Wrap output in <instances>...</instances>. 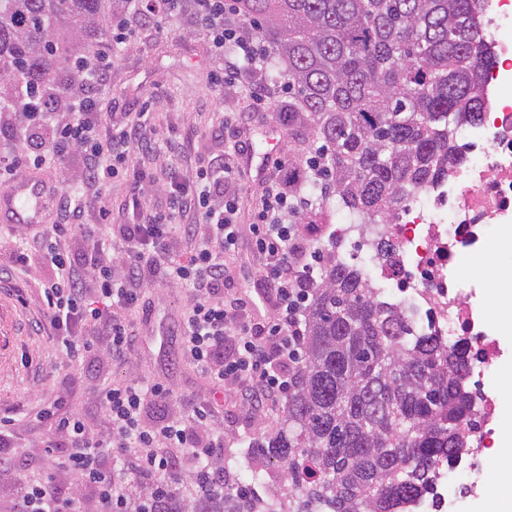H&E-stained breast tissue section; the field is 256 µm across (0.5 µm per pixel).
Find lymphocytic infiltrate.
I'll use <instances>...</instances> for the list:
<instances>
[{
    "mask_svg": "<svg viewBox=\"0 0 512 512\" xmlns=\"http://www.w3.org/2000/svg\"><path fill=\"white\" fill-rule=\"evenodd\" d=\"M193 8L224 54L219 83L235 82L261 52L237 25L233 0L220 8L215 0H193ZM182 9L183 0H154L153 8L125 10L112 27V42L125 43L138 28H159ZM82 72L86 88L69 101L68 112H29L21 123L15 113H0V133L27 145L21 152L0 153V187L10 186L19 172L53 168L76 153L86 185L102 188L130 179L134 221L113 223L112 204L106 201L99 207V223H81L82 201L58 192L51 223L17 225L0 234V281L23 272L33 255L49 260L52 275L41 293L47 312L34 328L55 336L63 362L71 366L130 354L134 334L127 315L143 306L144 282L189 288L181 353L208 375L214 392L181 397L162 380L105 385L97 393L107 423L102 434L88 430L67 397L43 402L37 418L46 430L44 452L55 472L69 474L72 482L61 488L36 474H19L22 512H133V481L175 495L196 463L224 452V438L215 431L217 392L238 388L252 410H264L287 395L285 370L300 357L304 339L300 315L307 289L298 268L304 248L297 225L282 220L289 201L282 178L268 179L252 227L265 265L257 293L274 311L272 319L259 321L243 297L224 290V256L236 250L240 235L235 199L225 192L237 167L214 159L195 181L171 192L165 209L141 207L147 175L128 167L133 146L175 154L183 144L143 139L148 110L128 113L119 123L100 111L98 91L111 73L108 56L85 58ZM97 336L106 337V344L95 345ZM107 455L120 457L122 469L107 467Z\"/></svg>",
    "mask_w": 512,
    "mask_h": 512,
    "instance_id": "1",
    "label": "lymphocytic infiltrate"
}]
</instances>
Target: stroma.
Instances as JSON below:
<instances>
[{"instance_id": "1", "label": "stroma", "mask_w": 512, "mask_h": 512, "mask_svg": "<svg viewBox=\"0 0 512 512\" xmlns=\"http://www.w3.org/2000/svg\"><path fill=\"white\" fill-rule=\"evenodd\" d=\"M110 57V82L99 94L101 111L121 121L126 113L149 108L157 135L178 134L187 140L182 153L175 157L133 153V165L143 166L155 179L154 185L144 190L143 206H165L172 184L195 179L197 171L211 158L234 160L235 147L249 146L256 155L270 152L283 159L295 153L296 139L289 137L287 127L273 112L274 107L287 105V93L275 90L270 107L253 109L250 94L256 75L250 70L238 82L214 91L218 63L208 36L192 20L190 11H183L164 31L141 30L112 50ZM266 180V173L252 165L241 170L238 181L229 189L236 198L241 232L235 253L226 256L225 263L234 288L249 295L264 275L250 226L256 221ZM50 273L41 258H32L29 274L21 282L30 300L28 307H20L14 296L0 291V409L16 408L24 413L18 437L24 445L27 469L37 473L45 467L44 451L38 446L44 437L36 418L40 400L69 396L87 422L101 429L104 417L95 395L103 384L160 378L182 395H206L211 390L209 380L181 355L176 341L190 301L187 289L146 284L144 298L150 303V313L145 316L136 312L129 318L136 334L130 356L104 367L70 368L62 364L53 336L31 335L27 327L29 319L42 314L39 284ZM221 401L224 418L217 427L224 432V450L228 453L264 431L282 410L277 401L264 413H254L242 405L236 389L225 390Z\"/></svg>"}]
</instances>
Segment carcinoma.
Instances as JSON below:
<instances>
[{
    "mask_svg": "<svg viewBox=\"0 0 512 512\" xmlns=\"http://www.w3.org/2000/svg\"><path fill=\"white\" fill-rule=\"evenodd\" d=\"M105 0H0V112H62L103 33ZM267 43L261 66L288 75L291 224L318 227V261L302 314L301 357L288 370L282 417L232 460L203 465L192 499L144 491L142 512H257L255 495L224 491L251 471L268 512H405L432 499L439 472L469 454L479 420L468 389L474 354L415 330L344 260L334 216L368 237L370 261L398 263L388 227L412 197L466 160L456 133L484 121L481 0H234ZM31 103L24 108L25 103ZM281 479L269 484L264 466Z\"/></svg>",
    "mask_w": 512,
    "mask_h": 512,
    "instance_id": "obj_1",
    "label": "carcinoma"
}]
</instances>
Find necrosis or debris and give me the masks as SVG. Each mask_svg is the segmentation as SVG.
Instances as JSON below:
<instances>
[{"label": "necrosis or debris", "mask_w": 512, "mask_h": 512, "mask_svg": "<svg viewBox=\"0 0 512 512\" xmlns=\"http://www.w3.org/2000/svg\"><path fill=\"white\" fill-rule=\"evenodd\" d=\"M485 3L488 19L482 38L501 58L487 74L493 117L463 128L471 145L467 161L452 168L440 187L410 201L390 225L400 247L396 268L370 273L382 293L424 311V330L451 344L476 342L483 371L501 360V340L495 322L484 315L482 290L466 288L456 259L492 250L489 228L503 234L512 227V0ZM437 482L443 512H487L489 490L481 469H448Z\"/></svg>", "instance_id": "1"}]
</instances>
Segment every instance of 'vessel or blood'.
Listing matches in <instances>:
<instances>
[{
    "label": "vessel or blood",
    "instance_id": "b4317fda",
    "mask_svg": "<svg viewBox=\"0 0 512 512\" xmlns=\"http://www.w3.org/2000/svg\"><path fill=\"white\" fill-rule=\"evenodd\" d=\"M55 195L47 177L39 172L20 175L0 190V222L5 224H44L52 211Z\"/></svg>",
    "mask_w": 512,
    "mask_h": 512
}]
</instances>
